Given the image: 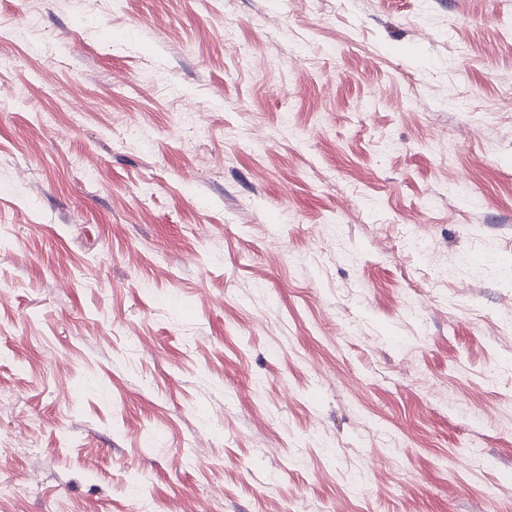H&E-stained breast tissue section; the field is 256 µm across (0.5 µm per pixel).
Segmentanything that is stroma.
Segmentation results:
<instances>
[{
	"instance_id": "stroma-1",
	"label": "stroma",
	"mask_w": 512,
	"mask_h": 512,
	"mask_svg": "<svg viewBox=\"0 0 512 512\" xmlns=\"http://www.w3.org/2000/svg\"><path fill=\"white\" fill-rule=\"evenodd\" d=\"M0 27V512H512V0Z\"/></svg>"
}]
</instances>
